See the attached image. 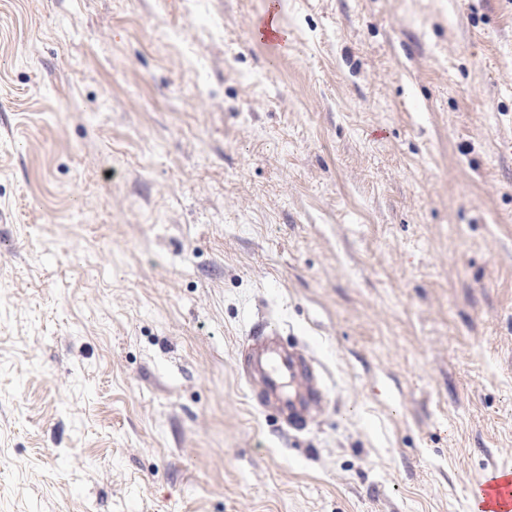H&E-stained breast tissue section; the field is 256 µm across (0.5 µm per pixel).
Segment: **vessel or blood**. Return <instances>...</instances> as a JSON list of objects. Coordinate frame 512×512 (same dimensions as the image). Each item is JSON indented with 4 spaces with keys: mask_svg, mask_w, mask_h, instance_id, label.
Returning a JSON list of instances; mask_svg holds the SVG:
<instances>
[{
    "mask_svg": "<svg viewBox=\"0 0 512 512\" xmlns=\"http://www.w3.org/2000/svg\"><path fill=\"white\" fill-rule=\"evenodd\" d=\"M280 336L278 327L260 324L240 348L238 366L252 403L299 431L323 397L321 375L312 357L285 346ZM472 512H512V478L492 470L472 494Z\"/></svg>",
    "mask_w": 512,
    "mask_h": 512,
    "instance_id": "vessel-or-blood-1",
    "label": "vessel or blood"
}]
</instances>
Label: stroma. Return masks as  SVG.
I'll return each instance as SVG.
<instances>
[{"label":"stroma","instance_id":"obj_1","mask_svg":"<svg viewBox=\"0 0 512 512\" xmlns=\"http://www.w3.org/2000/svg\"><path fill=\"white\" fill-rule=\"evenodd\" d=\"M264 321L303 432L238 376ZM491 468L512 0H0V512H471ZM281 330L262 323L238 352V366L250 400L277 413L288 430L300 431L321 401L323 388L316 362L304 351L288 348Z\"/></svg>","mask_w":512,"mask_h":512}]
</instances>
